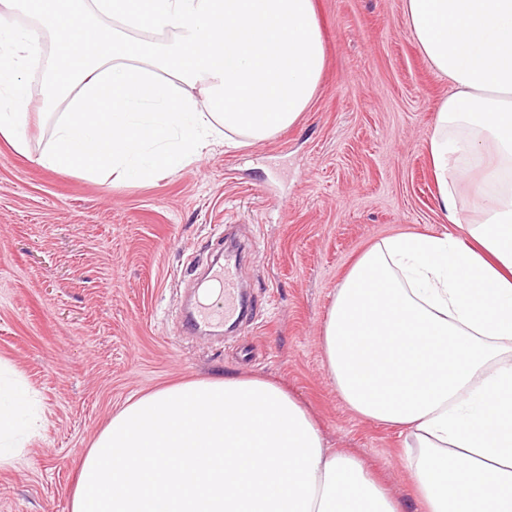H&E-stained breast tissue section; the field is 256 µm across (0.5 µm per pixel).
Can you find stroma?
I'll return each mask as SVG.
<instances>
[{"instance_id": "stroma-1", "label": "stroma", "mask_w": 512, "mask_h": 512, "mask_svg": "<svg viewBox=\"0 0 512 512\" xmlns=\"http://www.w3.org/2000/svg\"><path fill=\"white\" fill-rule=\"evenodd\" d=\"M326 64L295 125L216 142L174 172L129 183L60 173L34 77L27 153L0 138V381L20 379L39 427L0 468V512H69L80 461L115 411L159 387L262 375L307 408L328 447L363 458L405 506L404 436L354 413L321 333L336 290L384 238L451 232L428 139L451 86L420 53L404 0H316ZM242 248L254 317L244 334L187 335L199 262Z\"/></svg>"}]
</instances>
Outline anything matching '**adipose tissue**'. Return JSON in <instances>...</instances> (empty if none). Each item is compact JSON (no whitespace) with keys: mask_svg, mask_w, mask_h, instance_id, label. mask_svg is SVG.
Segmentation results:
<instances>
[{"mask_svg":"<svg viewBox=\"0 0 512 512\" xmlns=\"http://www.w3.org/2000/svg\"><path fill=\"white\" fill-rule=\"evenodd\" d=\"M404 13L452 87L428 152L459 232L393 236L357 260L323 325L325 368L354 412L404 433L416 512H512V0ZM70 512L405 508L360 457L326 448L285 387L224 375L128 401L86 451Z\"/></svg>","mask_w":512,"mask_h":512,"instance_id":"obj_1","label":"adipose tissue"}]
</instances>
